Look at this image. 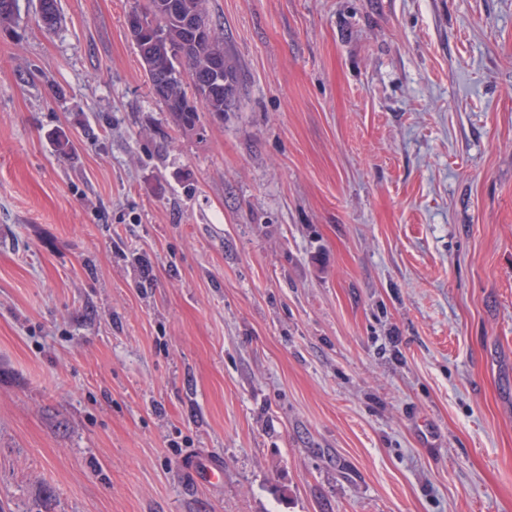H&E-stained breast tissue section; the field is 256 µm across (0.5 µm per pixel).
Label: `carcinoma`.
I'll return each instance as SVG.
<instances>
[{"label":"carcinoma","instance_id":"carcinoma-1","mask_svg":"<svg viewBox=\"0 0 512 512\" xmlns=\"http://www.w3.org/2000/svg\"><path fill=\"white\" fill-rule=\"evenodd\" d=\"M188 13L209 16L207 0H145L143 8L138 12L144 22L158 16L164 20L160 32L145 35L148 46L139 52L148 80L176 71L207 69L210 57L208 46L189 45V33L184 25ZM224 79L225 85L204 96L198 108L187 105L185 85L178 81L169 84L165 93L155 96V99L175 116L179 126L194 128L200 121L199 112L222 115L224 103L234 97L238 73L230 58L224 61Z\"/></svg>","mask_w":512,"mask_h":512}]
</instances>
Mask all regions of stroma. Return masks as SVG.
<instances>
[{
    "mask_svg": "<svg viewBox=\"0 0 512 512\" xmlns=\"http://www.w3.org/2000/svg\"><path fill=\"white\" fill-rule=\"evenodd\" d=\"M141 2L0 27V512H512V0H208L192 130ZM188 13L202 14L190 17L188 23L198 42H206L211 46V56L206 44L191 45L183 55H178L174 50L178 47H186L189 44V33L184 25L185 15ZM134 15L142 18L132 19ZM161 16L164 20L159 33H147L143 37L148 43L147 49L141 44L139 55L146 72L149 89L152 96L160 102L168 112H172L179 126L183 128H195L200 121L199 112H211V114L224 115V103L229 97L234 98L238 84L237 67L231 58L224 61V45L215 42L212 26L217 37L224 42V28L210 21L207 10V0H146L141 11L134 12L128 19V29L133 39L132 31L138 33L137 37L142 42L141 31L156 29L159 26ZM152 20L149 24V20ZM144 20V21H143ZM211 24H210V23ZM149 24L148 26L145 24ZM130 26V27H129ZM210 57V63H209ZM209 63V68L208 67ZM201 71L200 73H182L181 80H189L193 86L205 89L206 92L221 82L226 81L214 93L205 95L198 108H190L187 105V91L183 82L174 81L167 87L165 93L155 95L152 91L151 81L157 75L172 74L176 71ZM204 70V71H203ZM188 469L193 478L208 484L218 482L224 473L218 460L200 454L191 458Z\"/></svg>",
    "mask_w": 512,
    "mask_h": 512,
    "instance_id": "35a3bbf8",
    "label": "stroma"
}]
</instances>
